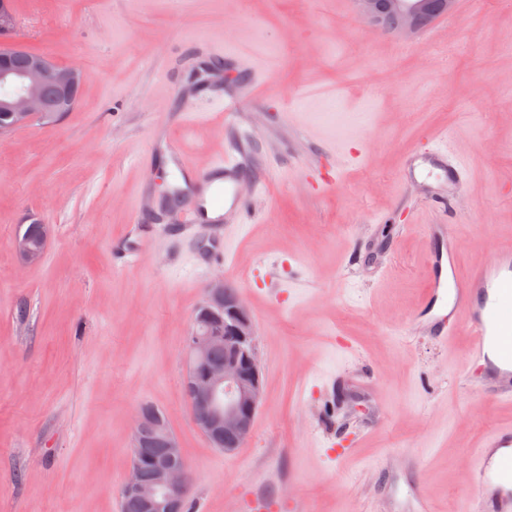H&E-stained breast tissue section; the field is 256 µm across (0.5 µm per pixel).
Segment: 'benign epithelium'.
Returning a JSON list of instances; mask_svg holds the SVG:
<instances>
[{
	"label": "benign epithelium",
	"instance_id": "7a95c632",
	"mask_svg": "<svg viewBox=\"0 0 512 512\" xmlns=\"http://www.w3.org/2000/svg\"><path fill=\"white\" fill-rule=\"evenodd\" d=\"M355 5L358 17L375 26L386 13L399 16L401 23L395 34L411 37L418 31L419 17L447 15L454 8V0H355ZM16 27L11 0H0V37L12 34ZM16 55L26 60L20 72L9 64ZM86 78V71L80 67L58 65L44 54L0 44V134L33 120L59 121L76 104L75 91ZM39 230L36 242L26 231L14 239L21 269L38 266L45 255L50 229L41 223ZM220 343L227 355L219 361L212 358L211 351ZM184 349L185 392L191 419L213 447L231 452L251 437L262 396L253 317L242 294L227 291L222 279L212 283L197 309ZM150 442L162 448L154 462L152 480L143 481L140 467L132 465L121 498L136 499L143 512H185L189 468L176 436L163 418L152 416L144 404L135 413L133 445L141 448Z\"/></svg>",
	"mask_w": 512,
	"mask_h": 512
}]
</instances>
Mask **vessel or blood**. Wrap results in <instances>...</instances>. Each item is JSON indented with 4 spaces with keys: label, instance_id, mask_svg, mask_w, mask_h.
<instances>
[{
    "label": "vessel or blood",
    "instance_id": "1",
    "mask_svg": "<svg viewBox=\"0 0 512 512\" xmlns=\"http://www.w3.org/2000/svg\"><path fill=\"white\" fill-rule=\"evenodd\" d=\"M426 174L444 180H459L466 166L448 148L433 147L421 158ZM240 161L235 155L215 159L203 171L183 168L182 176L191 195H208L213 207L223 209L225 220L243 221L245 199L238 191ZM223 176V191H214V179ZM430 287L418 318L429 335L445 344L466 330L470 337L469 361L484 369L483 386L505 400L512 399V376L494 377L487 369L492 358L512 368V250L496 251L490 260L472 272L447 278L443 250L429 254ZM454 309L447 319L445 309ZM471 491L477 512H512V427L488 432L472 467Z\"/></svg>",
    "mask_w": 512,
    "mask_h": 512
}]
</instances>
